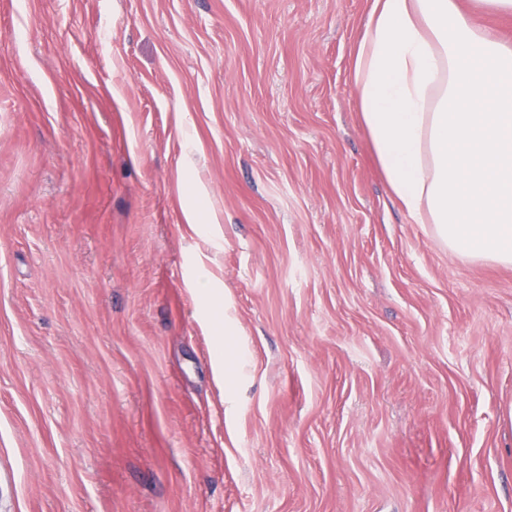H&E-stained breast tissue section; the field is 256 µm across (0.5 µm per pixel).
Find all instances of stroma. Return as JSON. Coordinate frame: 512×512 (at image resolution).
Wrapping results in <instances>:
<instances>
[{"label": "stroma", "instance_id": "1", "mask_svg": "<svg viewBox=\"0 0 512 512\" xmlns=\"http://www.w3.org/2000/svg\"><path fill=\"white\" fill-rule=\"evenodd\" d=\"M367 11L0 0V512H512V267L388 197Z\"/></svg>", "mask_w": 512, "mask_h": 512}]
</instances>
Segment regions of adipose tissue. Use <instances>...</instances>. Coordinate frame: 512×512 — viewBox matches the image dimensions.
<instances>
[{
    "label": "adipose tissue",
    "instance_id": "1",
    "mask_svg": "<svg viewBox=\"0 0 512 512\" xmlns=\"http://www.w3.org/2000/svg\"><path fill=\"white\" fill-rule=\"evenodd\" d=\"M349 81L410 223L458 259L512 266V47L458 0H371Z\"/></svg>",
    "mask_w": 512,
    "mask_h": 512
}]
</instances>
